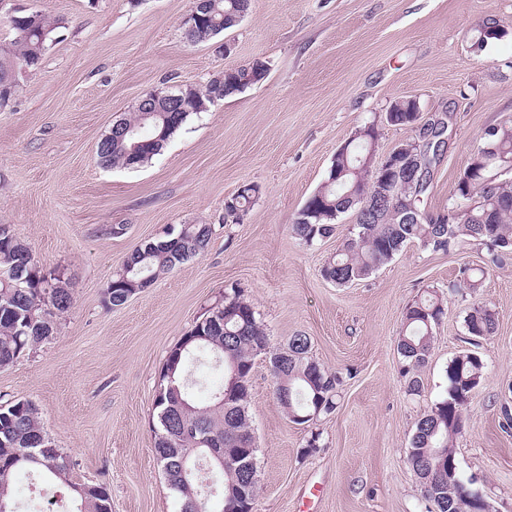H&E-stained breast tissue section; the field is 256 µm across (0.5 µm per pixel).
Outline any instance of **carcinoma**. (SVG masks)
I'll return each mask as SVG.
<instances>
[{"label": "carcinoma", "mask_w": 512, "mask_h": 512, "mask_svg": "<svg viewBox=\"0 0 512 512\" xmlns=\"http://www.w3.org/2000/svg\"><path fill=\"white\" fill-rule=\"evenodd\" d=\"M250 0H210L185 37L192 43L214 38L215 30L230 29L242 11H249ZM53 34L57 22L49 21L38 11L11 19L12 39L8 52L0 55V106L12 99L16 90L14 72L19 68L31 71L41 66L45 49L25 35L30 28ZM505 35L501 28L476 30L474 49L482 50L488 42ZM264 63L224 70L219 79L202 88L187 87L178 91L179 109L156 112L150 118L137 110L120 119L124 126L140 129L142 145L132 148V140L106 134L99 142L97 154L107 167L140 168L159 154L187 118L207 110L213 99L222 100L263 80ZM420 109L419 101L399 97L391 105L392 125L410 128ZM451 116L443 113L441 120L425 137L419 151L421 166L418 180L398 191L405 194L418 212L415 224L401 223L395 212L384 210L377 224H355L341 249L328 258L321 276L339 287L363 281L380 266L391 261L409 243L417 242L433 252H449L473 241L486 250L488 263L481 267L465 266L459 287L475 291L482 285L488 270L512 263V125L487 129L482 144L470 156L452 190L453 207L461 211L457 220L441 224L443 213H430L422 208L428 195L434 170L441 160L437 150L448 144ZM369 153L366 141L358 139L348 155H338L329 169L324 185L310 198L309 213L297 216L290 225L291 235L311 245L331 237L336 231V218L355 211L346 194L356 183L366 181V171L358 158ZM212 235L208 224H185L173 234H166L134 247L104 291V303L110 308L127 302V293L142 290L160 275L185 261L203 255ZM53 286L44 287V269L34 259L26 242L17 236L10 224H0V277L12 287H0V369L12 366L25 352L39 346L54 333L56 319L74 303L71 283L65 273L52 270ZM234 307V316L226 318L213 307L182 337L185 346L179 353L167 355L164 369L174 371L185 380L180 395L158 392L154 410V449L164 468L169 490L180 503V512H226L225 499L238 498L239 489L246 492L248 504L256 506L258 481L250 480L249 450L239 445L243 437H252L250 401H232L218 405L217 395L224 385L204 386L191 379L194 361L205 357L212 368L230 374L231 366L241 371L244 382H250L257 349L269 343L264 325L250 301L240 292L225 298ZM446 314L443 298L436 292L414 300L403 316L397 340L402 358L401 376L408 379L407 391L418 394L420 370L426 366L434 345L435 329ZM468 343L472 348L459 352L448 362L446 396L436 401L418 419L411 438L407 463L429 504L427 512H471V478L459 476L460 483H448V466L441 461L456 460L454 441L467 428L465 406L475 389L486 378V365L475 351L479 341L495 330L492 311L475 305L464 317ZM310 339L297 333L280 348L279 360L271 361L274 395L288 419L297 425L308 423L305 416L320 410L331 414L336 409L338 387L342 377L326 370L309 356ZM45 433L38 408L28 400L0 404V512H14L9 494L10 480L15 472L27 470L40 475L48 491L56 486L73 488L79 507L76 512H106L109 494L101 485H76L70 479V465L60 449L40 448L32 441ZM224 450L226 466L211 460L213 488L216 493L206 501L196 493L193 482L180 478L182 459H194L208 452L207 446Z\"/></svg>", "instance_id": "1"}]
</instances>
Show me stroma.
I'll list each match as a JSON object with an SVG mask.
<instances>
[{"instance_id": "obj_1", "label": "stroma", "mask_w": 512, "mask_h": 512, "mask_svg": "<svg viewBox=\"0 0 512 512\" xmlns=\"http://www.w3.org/2000/svg\"><path fill=\"white\" fill-rule=\"evenodd\" d=\"M192 6L0 0V43L19 12L58 22L40 69H18L16 94L0 108V224L13 225L39 265L63 270L74 288L54 335L0 370V402H33L72 481L103 484L112 512H180L154 452V399L170 348L236 288L271 346L304 333L311 357L343 377L335 412L300 426L273 395L269 355L255 358L257 512H298L313 487L316 512H427L406 461L410 439L444 395L448 363L466 347L464 317L480 302L496 328L478 348L487 376L465 408L456 457L492 512H512V429L500 414L512 385V266L490 269L464 296L451 286L461 267L484 264V249L471 242L432 253L415 243L365 281L339 287L320 270L352 214L312 246L289 232L359 129L379 121L380 156L411 137L381 121L401 96L452 115L426 202L433 213L447 208L484 131L512 123V0H252L236 26L199 44L185 38ZM488 17L505 35L474 51ZM221 41L230 53L218 51ZM256 60L268 65L264 80L190 115L145 166L100 165V140L144 94L198 88ZM249 183L260 192L247 212L225 218V200ZM185 224L211 225L204 256L106 308L104 290L133 247ZM433 289L447 315L422 390L411 395L396 338L407 305ZM314 432L320 446L303 454Z\"/></svg>"}]
</instances>
